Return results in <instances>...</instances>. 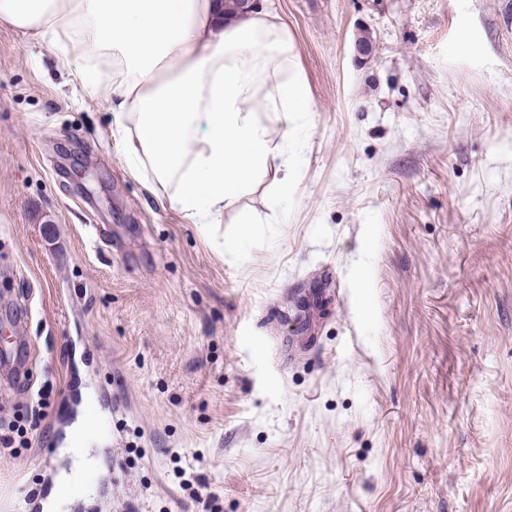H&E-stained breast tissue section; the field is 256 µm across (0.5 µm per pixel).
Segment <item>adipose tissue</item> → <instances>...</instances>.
<instances>
[{"label":"adipose tissue","mask_w":512,"mask_h":512,"mask_svg":"<svg viewBox=\"0 0 512 512\" xmlns=\"http://www.w3.org/2000/svg\"><path fill=\"white\" fill-rule=\"evenodd\" d=\"M222 14L220 0H0L1 26L48 40L108 98L129 164L194 224L263 181L288 186L266 115L310 110L287 27L263 10L225 26Z\"/></svg>","instance_id":"1"}]
</instances>
